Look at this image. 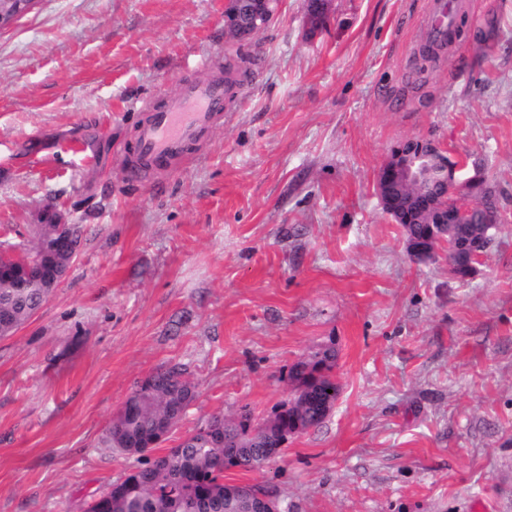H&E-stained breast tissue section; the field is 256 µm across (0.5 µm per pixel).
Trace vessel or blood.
<instances>
[{"mask_svg":"<svg viewBox=\"0 0 512 512\" xmlns=\"http://www.w3.org/2000/svg\"><path fill=\"white\" fill-rule=\"evenodd\" d=\"M463 0H435L426 29L431 40L447 38ZM198 77L180 81L178 93L159 105L143 104L131 151L123 161L128 180L145 181L149 176L178 169L202 148L208 131L235 100L241 83L224 71V61L209 57Z\"/></svg>","mask_w":512,"mask_h":512,"instance_id":"vessel-or-blood-1","label":"vessel or blood"}]
</instances>
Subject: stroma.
<instances>
[{
    "label": "stroma",
    "mask_w": 512,
    "mask_h": 512,
    "mask_svg": "<svg viewBox=\"0 0 512 512\" xmlns=\"http://www.w3.org/2000/svg\"><path fill=\"white\" fill-rule=\"evenodd\" d=\"M432 0H282L256 42L224 0H38L0 33V243L82 227L59 288L0 338V512H83L133 469L105 444L136 384L179 365L212 414L267 416L335 347L336 405L228 482L282 512H512V0H467L422 59ZM248 77L207 146L146 186L120 161L140 106L210 55ZM412 137L481 163L501 222L475 274L414 262L376 192Z\"/></svg>",
    "instance_id": "stroma-1"
}]
</instances>
